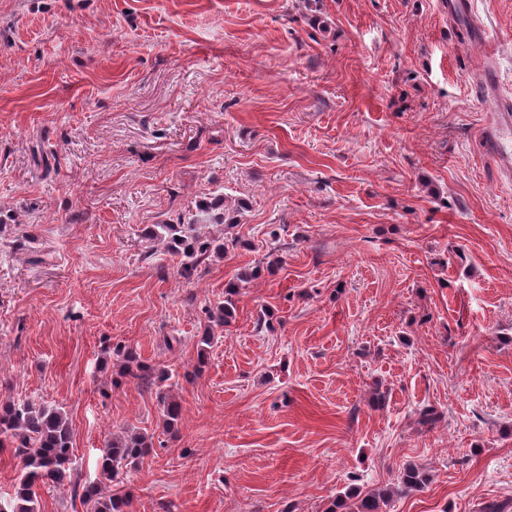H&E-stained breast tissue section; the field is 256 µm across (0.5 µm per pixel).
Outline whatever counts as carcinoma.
Listing matches in <instances>:
<instances>
[{
    "label": "carcinoma",
    "instance_id": "carcinoma-1",
    "mask_svg": "<svg viewBox=\"0 0 512 512\" xmlns=\"http://www.w3.org/2000/svg\"><path fill=\"white\" fill-rule=\"evenodd\" d=\"M222 200L197 206L201 217L187 224H155L145 235L158 238L165 235L173 244L174 253L181 257L180 275L193 277L204 257L212 251V244L194 234V224L203 219L212 224L225 222ZM239 294V284L224 289V302L208 312V318L217 326L230 324L235 317L234 297ZM113 356L119 361L120 376L144 390L156 391L163 405V431L174 427L180 415L178 404L167 400L164 391L172 373L156 371L140 360L130 348L116 347ZM154 447L152 437L131 434L113 440L105 446L99 461L100 476L114 480L123 471L138 465L140 459ZM13 449L18 460L19 474L9 499L3 501L0 512H41L38 499L40 487L68 483L90 512H131L130 494L107 489L102 483L87 482L74 472L72 435L64 413L56 408L37 407L29 400L6 398L0 401V450ZM424 469L406 466L398 476L396 488H376L365 494L359 492L338 495L326 506L324 512H381L394 494L419 490L427 483Z\"/></svg>",
    "mask_w": 512,
    "mask_h": 512
}]
</instances>
